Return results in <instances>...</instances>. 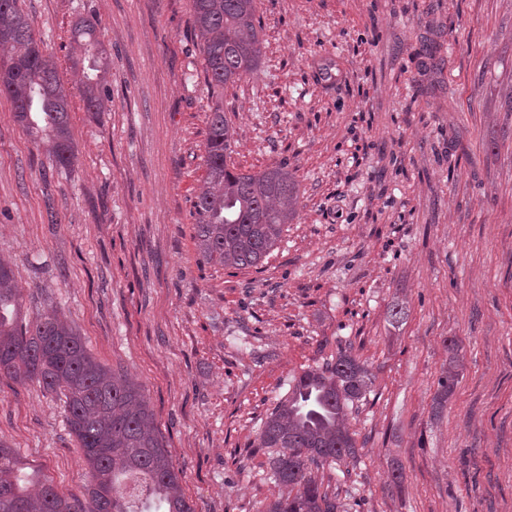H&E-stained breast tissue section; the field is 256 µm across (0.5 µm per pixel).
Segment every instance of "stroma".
<instances>
[{
  "mask_svg": "<svg viewBox=\"0 0 512 512\" xmlns=\"http://www.w3.org/2000/svg\"><path fill=\"white\" fill-rule=\"evenodd\" d=\"M20 6L70 90L76 159L49 166L0 95V262L25 320L53 302L142 385L197 512L278 496L259 429L294 378L345 349L374 385L347 419L356 460L316 474L340 512H512V0H256L259 65L212 88L190 0ZM82 19L106 50L102 112L81 95ZM217 104L229 166L287 165L299 190L256 267L195 245ZM0 440L83 498L60 394L1 382ZM459 382V372L455 361H450L448 368L444 369L438 379V390L433 398L432 412L439 413L448 402V397L453 393Z\"/></svg>",
  "mask_w": 512,
  "mask_h": 512,
  "instance_id": "35a3bbf8",
  "label": "stroma"
}]
</instances>
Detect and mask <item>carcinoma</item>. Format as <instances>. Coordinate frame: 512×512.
<instances>
[{
	"label": "carcinoma",
	"mask_w": 512,
	"mask_h": 512,
	"mask_svg": "<svg viewBox=\"0 0 512 512\" xmlns=\"http://www.w3.org/2000/svg\"><path fill=\"white\" fill-rule=\"evenodd\" d=\"M208 86L224 87L253 71L261 56L255 0H191ZM74 38L95 48V26L76 23ZM19 5L0 0V46L11 50L0 66V93L13 103L17 121L45 146L51 166L75 158L68 119L69 93L51 57ZM82 94L89 112L103 110L104 63L92 55ZM232 133L224 109H211L206 174L195 194V239L202 257L228 268L256 267L295 218L299 195L282 167L258 174L231 170ZM36 381L65 396L70 435L83 449L91 480L86 501L61 496L37 471L26 473L16 449L0 441V512H196L156 434L142 390L125 375L102 366L79 331L53 307L29 323L12 269L0 265V381ZM459 382L451 361L438 379L432 412L439 413ZM374 376L344 350L320 368L296 378L263 422L257 447L269 449L271 472L286 493L264 512H338V493L313 470L357 457L345 426L349 412L372 392Z\"/></svg>",
	"instance_id": "cac0c4a2"
}]
</instances>
